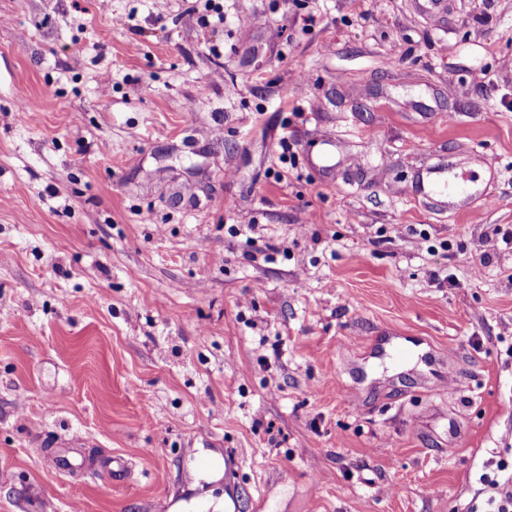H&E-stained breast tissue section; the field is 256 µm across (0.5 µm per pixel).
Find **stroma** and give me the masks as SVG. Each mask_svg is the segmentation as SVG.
<instances>
[{
	"mask_svg": "<svg viewBox=\"0 0 512 512\" xmlns=\"http://www.w3.org/2000/svg\"><path fill=\"white\" fill-rule=\"evenodd\" d=\"M219 2L0 0V512H466L512 469V0Z\"/></svg>",
	"mask_w": 512,
	"mask_h": 512,
	"instance_id": "obj_1",
	"label": "stroma"
}]
</instances>
